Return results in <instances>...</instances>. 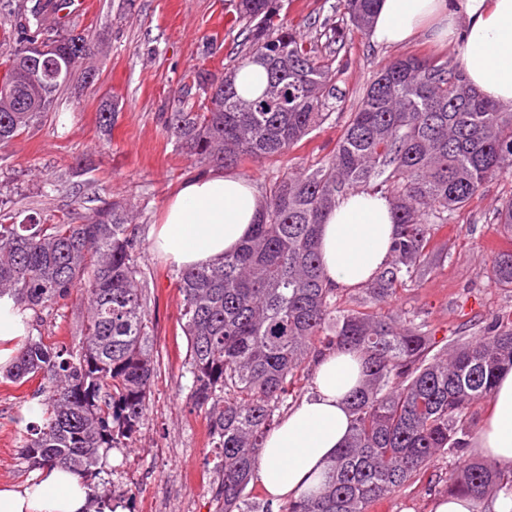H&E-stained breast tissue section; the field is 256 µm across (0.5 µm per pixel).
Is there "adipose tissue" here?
Instances as JSON below:
<instances>
[{"label":"adipose tissue","instance_id":"adipose-tissue-1","mask_svg":"<svg viewBox=\"0 0 512 512\" xmlns=\"http://www.w3.org/2000/svg\"><path fill=\"white\" fill-rule=\"evenodd\" d=\"M429 33L455 53L471 86L512 107V0H380L371 38L397 46ZM265 206L253 180L221 171L187 181L167 202L151 247L179 268L206 266L246 240ZM398 233L388 198L364 192L340 197L322 219L319 239L327 285L358 288L385 263ZM29 334V316L0 299V369ZM363 379L361 359L328 353L315 361L313 390L267 433L253 478L268 501L315 490L351 431L347 396ZM470 444L512 465V370L495 384L485 419ZM0 512H89V494L72 470H39L23 484L0 485Z\"/></svg>","mask_w":512,"mask_h":512}]
</instances>
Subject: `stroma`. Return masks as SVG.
<instances>
[{"label":"stroma","mask_w":512,"mask_h":512,"mask_svg":"<svg viewBox=\"0 0 512 512\" xmlns=\"http://www.w3.org/2000/svg\"><path fill=\"white\" fill-rule=\"evenodd\" d=\"M86 11L62 16L66 28L85 33L95 53V81L74 80L61 90L53 108L26 133L0 148V199L13 203L15 222L38 213L53 224L62 217L89 216L99 202L126 206L134 217L139 264L148 303L156 358L150 397L137 432L126 447L101 451L103 480L124 470L116 512H216L222 482L219 451L213 448L207 410L192 405L190 375L184 367L187 342L178 323L182 297L176 268L150 247L149 238L163 209L182 184L208 172L177 147L165 129L200 68L214 74L234 64L238 31L226 22L233 0H88ZM328 0H283L281 16L302 35L316 34L315 18L328 14ZM451 57L428 34L401 47H386L370 34L351 31L341 50L336 97L329 119L281 157L232 166V173L254 180L260 193L285 171L303 173L335 147L348 116L377 69L400 56ZM106 101L118 112L110 134H102L98 112ZM512 196V176L488 182L455 213L434 242L447 257L424 285L400 292L395 311L414 312L436 337L457 336L466 323H481L512 305L488 277L493 251L512 249L493 216ZM86 313L78 301L31 318L29 336L57 348L79 342L77 325ZM41 381L15 384L0 378V482L21 483L32 470L24 458L28 411L40 397ZM448 462L438 459L410 485L379 501L372 512H430L444 496Z\"/></svg>","instance_id":"1"}]
</instances>
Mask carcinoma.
Returning a JSON list of instances; mask_svg holds the SVG:
<instances>
[{
	"label": "carcinoma",
	"mask_w": 512,
	"mask_h": 512,
	"mask_svg": "<svg viewBox=\"0 0 512 512\" xmlns=\"http://www.w3.org/2000/svg\"><path fill=\"white\" fill-rule=\"evenodd\" d=\"M30 2L16 11L0 0V45L9 47L0 62V146L51 110L87 59L77 43L90 45L52 21L66 0ZM378 2L339 0L346 23L327 16L318 39L308 40L283 21L280 0H238L228 20L242 30L237 64L220 77L194 73L198 96L170 114L168 134L201 164L284 155L327 119L336 48L346 27L369 30ZM38 42L51 47L39 92L27 57ZM252 63L265 67L267 84L246 96L236 74ZM498 176H512V112L482 97L452 59L397 57L377 70L332 154L303 176L285 172L273 182L238 250L178 272L190 400L209 408L212 444L221 449L219 512H254L246 488L263 438L305 360L331 351L366 364L347 398L353 426L322 488L285 512H371L439 456L448 459V493L470 497L477 509L512 491V467L473 457L456 463L475 431L473 405L490 400L499 375L512 370V307L492 313L481 334L452 337L444 351L417 315L389 309L442 261L435 229ZM359 190L393 201L399 233L358 300L327 286L318 240L323 214ZM140 276L136 225L117 203L78 224L0 222V298L33 312L75 296L87 303L78 347L32 339L5 378L42 376L46 411L28 430L26 460L71 468L95 512L112 494L95 482L100 449L121 448L137 431L155 371ZM489 277L512 293V250L494 255Z\"/></svg>",
	"instance_id": "carcinoma-1"
}]
</instances>
